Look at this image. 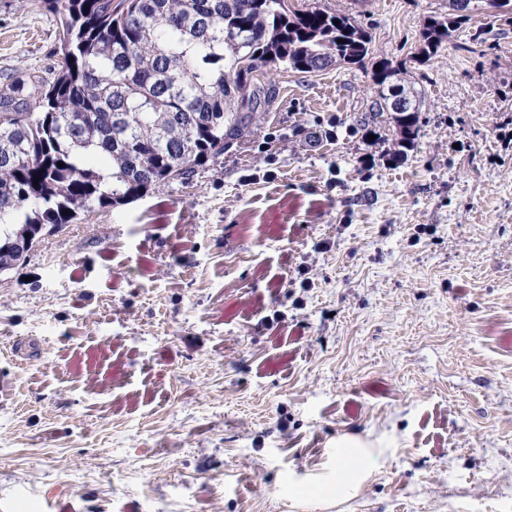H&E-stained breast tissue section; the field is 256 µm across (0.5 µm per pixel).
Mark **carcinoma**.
Listing matches in <instances>:
<instances>
[{
    "instance_id": "1",
    "label": "carcinoma",
    "mask_w": 512,
    "mask_h": 512,
    "mask_svg": "<svg viewBox=\"0 0 512 512\" xmlns=\"http://www.w3.org/2000/svg\"><path fill=\"white\" fill-rule=\"evenodd\" d=\"M28 2L53 15L60 46L52 77L0 82V274L26 260L41 227L75 224L162 182L191 183L271 102L273 86L257 85L255 73H314L372 55L370 35L348 15L288 0ZM459 2L421 32L424 58L458 30ZM371 67L375 115L390 113L400 160L423 100L392 81L389 61Z\"/></svg>"
}]
</instances>
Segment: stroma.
<instances>
[{
    "label": "stroma",
    "mask_w": 512,
    "mask_h": 512,
    "mask_svg": "<svg viewBox=\"0 0 512 512\" xmlns=\"http://www.w3.org/2000/svg\"><path fill=\"white\" fill-rule=\"evenodd\" d=\"M289 3L370 34L418 137L366 68L282 69L192 183L45 234L0 275V512H512V19L471 0L424 62L448 0ZM58 39L0 0V74ZM461 0H449L448 16L433 19L421 32L419 54L431 59L447 42H450L453 33L458 30L461 20L466 16L459 14L465 11L459 7ZM443 27V30H440ZM378 65H381V70H377ZM371 67L372 80L378 94L375 116L382 117L384 112H390L394 127L400 135V138L395 139L398 149H395L393 157L400 160L404 155L403 149L414 142L419 131L423 100L418 96L410 95L403 85L393 83L392 78L398 73L389 61L375 60ZM400 95L405 99L406 104L398 108L395 98ZM343 441L340 448L336 449V478L342 477L347 472H355L361 465L362 460L356 453H349L350 448H355L354 443Z\"/></svg>",
    "instance_id": "obj_1"
}]
</instances>
